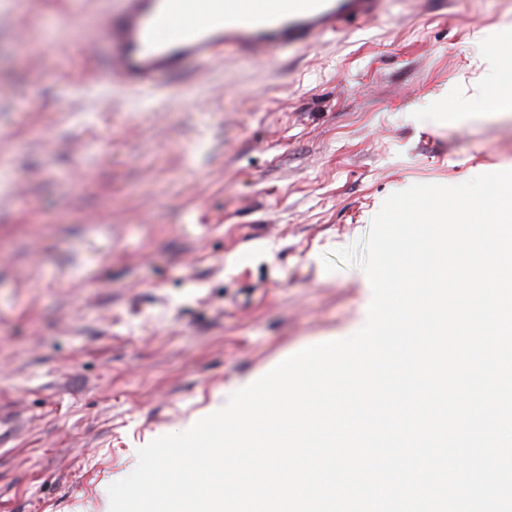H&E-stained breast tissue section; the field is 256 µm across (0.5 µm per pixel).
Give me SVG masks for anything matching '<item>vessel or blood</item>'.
<instances>
[{
	"label": "vessel or blood",
	"mask_w": 512,
	"mask_h": 512,
	"mask_svg": "<svg viewBox=\"0 0 512 512\" xmlns=\"http://www.w3.org/2000/svg\"><path fill=\"white\" fill-rule=\"evenodd\" d=\"M96 33L101 78L130 89L207 65L234 45L254 59L306 47L349 20L377 16L383 0H118Z\"/></svg>",
	"instance_id": "obj_1"
}]
</instances>
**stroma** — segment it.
<instances>
[{"label":"stroma","mask_w":512,"mask_h":512,"mask_svg":"<svg viewBox=\"0 0 512 512\" xmlns=\"http://www.w3.org/2000/svg\"><path fill=\"white\" fill-rule=\"evenodd\" d=\"M113 4L0 0V512H109L138 448L364 324L338 252L387 196L512 170V0H385L153 93L99 76Z\"/></svg>","instance_id":"1"}]
</instances>
